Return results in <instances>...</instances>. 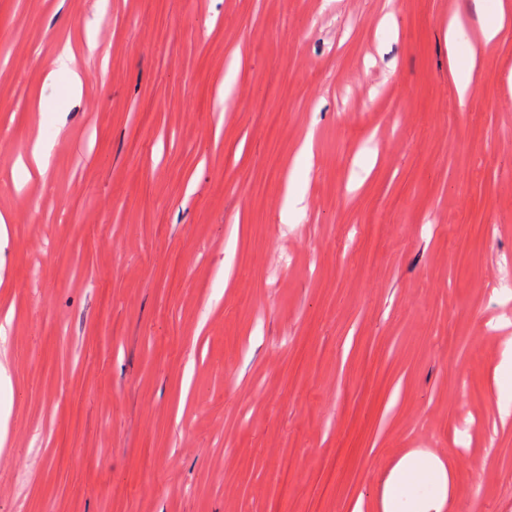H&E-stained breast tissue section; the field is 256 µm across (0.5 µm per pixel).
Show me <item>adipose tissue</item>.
I'll return each instance as SVG.
<instances>
[{"instance_id":"1","label":"adipose tissue","mask_w":512,"mask_h":512,"mask_svg":"<svg viewBox=\"0 0 512 512\" xmlns=\"http://www.w3.org/2000/svg\"><path fill=\"white\" fill-rule=\"evenodd\" d=\"M453 493V479L437 456L411 452L385 480L380 512H442Z\"/></svg>"}]
</instances>
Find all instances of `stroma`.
I'll return each mask as SVG.
<instances>
[{
    "mask_svg": "<svg viewBox=\"0 0 512 512\" xmlns=\"http://www.w3.org/2000/svg\"><path fill=\"white\" fill-rule=\"evenodd\" d=\"M478 26L473 0H0V144L52 146L0 157V512H377L414 451L454 476L442 512H512V27ZM448 46H449V73L453 78L457 90V95L460 104H465L471 94V88L468 80L465 78V73H470L474 66V57H460L454 52L457 39L460 36L459 30L456 26V20L448 23Z\"/></svg>",
    "mask_w": 512,
    "mask_h": 512,
    "instance_id": "stroma-1",
    "label": "stroma"
}]
</instances>
